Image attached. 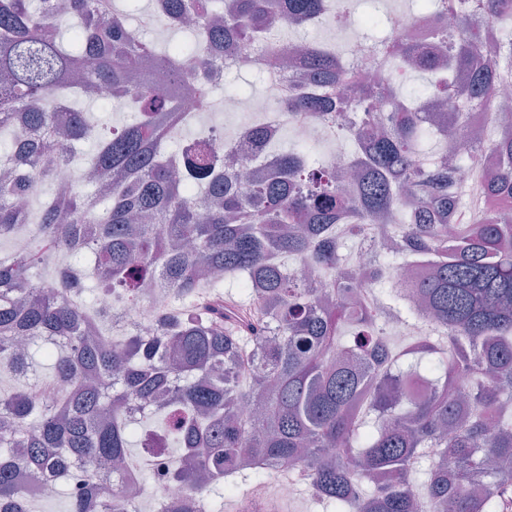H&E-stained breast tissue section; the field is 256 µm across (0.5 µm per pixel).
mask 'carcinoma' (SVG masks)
Returning a JSON list of instances; mask_svg holds the SVG:
<instances>
[{
  "label": "carcinoma",
  "mask_w": 512,
  "mask_h": 512,
  "mask_svg": "<svg viewBox=\"0 0 512 512\" xmlns=\"http://www.w3.org/2000/svg\"><path fill=\"white\" fill-rule=\"evenodd\" d=\"M163 4L170 27L207 8V0ZM477 9L489 30L512 13V0H477ZM415 10L446 13L453 3L415 0ZM224 11L194 41L160 50L132 35L112 0H68L67 45L49 0H0V160L34 175L0 177V239L26 236L0 256V366L24 378L38 353L52 368L0 393V503L32 512L37 496L14 474L23 466L58 471L68 512H136L91 469L124 460L140 478L187 488L157 512H206L203 493L222 486L234 496L235 475L267 477L271 463L295 466L327 512H506L512 468L489 472L486 461L512 462V394L501 388L512 383V135L499 139L487 174L496 207L472 222L461 218L445 151L428 162L420 144L448 145L512 73L464 17L429 48L374 39L352 69L336 50L309 48L292 59L311 85L291 98L290 116L353 142L358 176L349 187L304 143L269 151L273 138L256 125L244 131L270 174L244 182L224 145L201 149L193 139L181 146L187 168L176 179L158 146L184 125L176 106L187 80L197 113L211 111V58L245 41L274 53L285 44L277 12L304 25L324 6L224 0ZM450 52L468 72V111L437 127L404 104L448 95L441 71ZM407 72L434 80L403 85ZM102 85L127 96L138 118L98 125L69 106L72 94L111 106L96 95ZM385 90L390 111L370 109ZM61 106L70 111L65 127L56 126ZM95 131L90 168L109 188L73 181L62 208L53 170ZM44 181L52 192L35 212L29 201ZM373 219L395 247L376 253L372 293L355 302L340 247L374 231ZM400 258L428 272L403 280ZM289 260L321 278L300 277ZM154 274L174 287L156 334L114 329L100 296L134 304ZM226 279L238 297L224 299ZM396 315L429 335L394 349L385 326ZM224 361L234 370L228 385L211 373ZM132 403L161 414L177 436L183 453L172 471L130 456L141 423L126 416Z\"/></svg>",
  "instance_id": "1"
}]
</instances>
